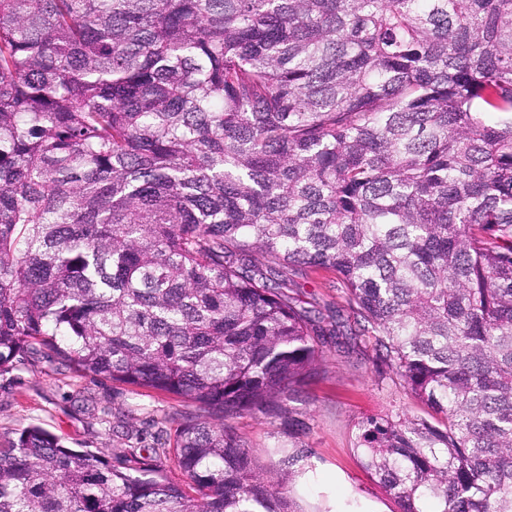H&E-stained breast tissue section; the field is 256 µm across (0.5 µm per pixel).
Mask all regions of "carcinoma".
Returning a JSON list of instances; mask_svg holds the SVG:
<instances>
[{"mask_svg":"<svg viewBox=\"0 0 512 512\" xmlns=\"http://www.w3.org/2000/svg\"><path fill=\"white\" fill-rule=\"evenodd\" d=\"M512 0H0V373L222 421L108 461L33 426L0 512H290L229 420L326 351L426 416L355 450L400 512H512ZM330 270L343 310L288 294Z\"/></svg>","mask_w":512,"mask_h":512,"instance_id":"obj_1","label":"carcinoma"}]
</instances>
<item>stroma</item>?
Returning <instances> with one entry per match:
<instances>
[{"mask_svg": "<svg viewBox=\"0 0 512 512\" xmlns=\"http://www.w3.org/2000/svg\"><path fill=\"white\" fill-rule=\"evenodd\" d=\"M294 291L301 303L344 306V294L332 272L320 270L298 277ZM283 406L306 428L295 437L282 430L281 419L243 416L233 425L250 450L252 466L265 476L285 474L275 447L302 453L300 468L336 471L342 481L337 498L353 496L379 505L382 512L399 506L360 464L354 449L357 424L363 418L402 412L419 415L420 405L400 385L379 383L373 364L329 352L319 375L284 398ZM197 407L175 395L134 387L101 377H79L59 355L46 350L34 361L0 374V444L40 426L70 448H85L111 457L137 448L142 453L166 440L165 420L182 421ZM291 512H328V495L317 482L287 476Z\"/></svg>", "mask_w": 512, "mask_h": 512, "instance_id": "1", "label": "stroma"}]
</instances>
